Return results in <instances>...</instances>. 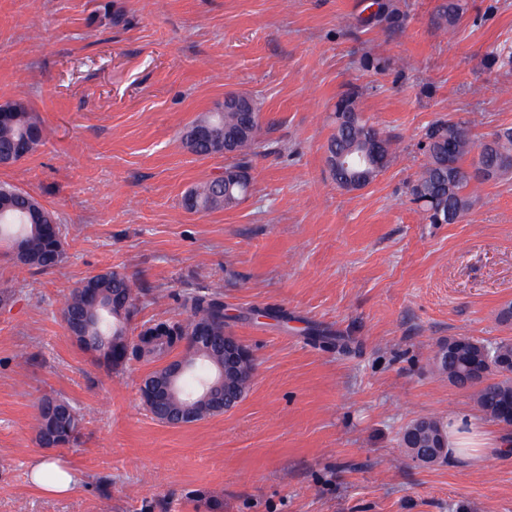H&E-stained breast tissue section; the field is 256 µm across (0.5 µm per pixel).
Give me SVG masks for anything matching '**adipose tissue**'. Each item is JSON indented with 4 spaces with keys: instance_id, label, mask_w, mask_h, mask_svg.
<instances>
[{
    "instance_id": "obj_1",
    "label": "adipose tissue",
    "mask_w": 512,
    "mask_h": 512,
    "mask_svg": "<svg viewBox=\"0 0 512 512\" xmlns=\"http://www.w3.org/2000/svg\"><path fill=\"white\" fill-rule=\"evenodd\" d=\"M448 454L467 460L472 468L482 467L492 455L512 454V432L492 433L466 414L452 415L448 419ZM30 479L43 492L63 496L76 487L79 473L59 459L41 457L32 462Z\"/></svg>"
}]
</instances>
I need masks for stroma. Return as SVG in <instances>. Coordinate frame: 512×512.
Here are the masks:
<instances>
[{"instance_id":"stroma-1","label":"stroma","mask_w":512,"mask_h":512,"mask_svg":"<svg viewBox=\"0 0 512 512\" xmlns=\"http://www.w3.org/2000/svg\"><path fill=\"white\" fill-rule=\"evenodd\" d=\"M390 2L395 28L373 0H0V104L25 102L45 135L0 182L66 227L48 271L0 242V512H512V460L423 466L400 446L419 417L484 419L435 365L449 337L512 340V179L479 185L454 224L427 223L410 195L429 123L451 114L479 139L512 127V70L494 59L512 0H467L448 33L438 0ZM347 92L392 141L353 191L325 162ZM228 93L259 103L271 151L238 205L190 212L186 192L226 160L182 135ZM107 268L140 287L141 322L220 292L256 360L235 408L159 423L139 394L151 365L110 369L77 345L62 309ZM47 395L84 416L79 444L56 451L81 476L63 498L29 481Z\"/></svg>"}]
</instances>
